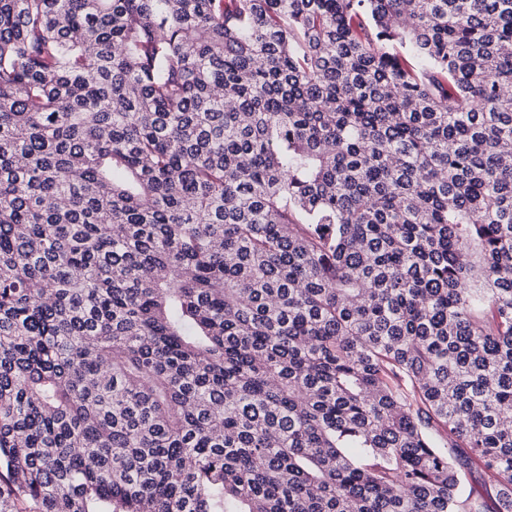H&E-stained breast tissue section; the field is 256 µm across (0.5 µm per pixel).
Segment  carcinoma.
Here are the masks:
<instances>
[{
    "label": "carcinoma",
    "instance_id": "1",
    "mask_svg": "<svg viewBox=\"0 0 512 512\" xmlns=\"http://www.w3.org/2000/svg\"><path fill=\"white\" fill-rule=\"evenodd\" d=\"M0 512H512V0H0Z\"/></svg>",
    "mask_w": 512,
    "mask_h": 512
}]
</instances>
